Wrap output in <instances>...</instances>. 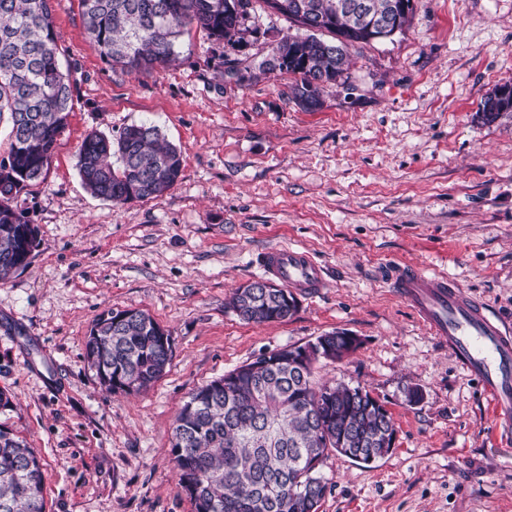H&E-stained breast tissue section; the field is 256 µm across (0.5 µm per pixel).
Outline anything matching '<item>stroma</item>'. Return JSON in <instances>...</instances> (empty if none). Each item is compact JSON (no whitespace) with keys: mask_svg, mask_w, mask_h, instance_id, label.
<instances>
[{"mask_svg":"<svg viewBox=\"0 0 512 512\" xmlns=\"http://www.w3.org/2000/svg\"><path fill=\"white\" fill-rule=\"evenodd\" d=\"M51 9L74 105L45 181L18 199L39 245L0 281V425L37 451L46 512H194L170 454L191 393L336 330L361 346L317 381L369 391L397 438L369 466L330 454L318 512H512V442L490 401L389 286L400 266L442 273L512 324V117H477L512 84V0H415L402 32L351 48L312 112L290 98L293 75L259 67L296 32L263 0L239 49L190 25L178 62L147 74L105 62L81 0ZM144 122L181 150L178 182L122 204L87 192L84 137ZM286 246L324 266L322 288L296 291L287 320L244 321L232 293ZM110 308L171 336L145 392H106L85 358Z\"/></svg>","mask_w":512,"mask_h":512,"instance_id":"obj_1","label":"stroma"}]
</instances>
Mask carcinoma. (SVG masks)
<instances>
[{
    "label": "carcinoma",
    "instance_id": "1",
    "mask_svg": "<svg viewBox=\"0 0 512 512\" xmlns=\"http://www.w3.org/2000/svg\"><path fill=\"white\" fill-rule=\"evenodd\" d=\"M252 0H81L89 38L113 67L144 73L175 61L182 29L195 24L217 40L239 42L237 4ZM302 23L298 4L310 5L319 32L343 39L344 49L319 37L290 36L277 44L278 69L296 76L292 96L302 108L321 105V91L339 82L350 47L369 44L365 25L337 11L341 0H263ZM73 108V89L62 70L50 0H0V120H8L10 145L0 158V279L27 265L38 246L27 236L29 220L15 205L29 187L45 180L57 137ZM512 116V93L497 87L478 117L491 124ZM118 156L120 165L112 164ZM180 149L147 123L126 127L112 139L88 134L79 148L84 188L116 204L159 196L178 181ZM290 290L258 280L233 293L231 308L255 324L292 316ZM161 327L140 310L102 312L85 343V357L107 391L141 392L165 373L172 357ZM344 332L323 335L306 362L291 367L288 353L270 351L198 387L176 416L171 456L195 512H295L291 498L306 489L300 512H317L328 489L323 460L338 452L367 456L381 448L394 427L369 392L343 382L318 385L322 352L345 346ZM0 512H45L44 474L37 452L0 426Z\"/></svg>",
    "mask_w": 512,
    "mask_h": 512
}]
</instances>
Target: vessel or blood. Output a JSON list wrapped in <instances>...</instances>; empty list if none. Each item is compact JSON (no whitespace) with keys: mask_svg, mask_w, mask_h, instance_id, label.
<instances>
[{"mask_svg":"<svg viewBox=\"0 0 512 512\" xmlns=\"http://www.w3.org/2000/svg\"><path fill=\"white\" fill-rule=\"evenodd\" d=\"M261 268L291 289L313 292L324 282L322 266L300 249H268ZM392 286L432 332L447 338L449 350L493 403L503 429L512 428V333L480 302L463 296L447 276L404 268L396 272Z\"/></svg>","mask_w":512,"mask_h":512,"instance_id":"vessel-or-blood-1","label":"vessel or blood"}]
</instances>
